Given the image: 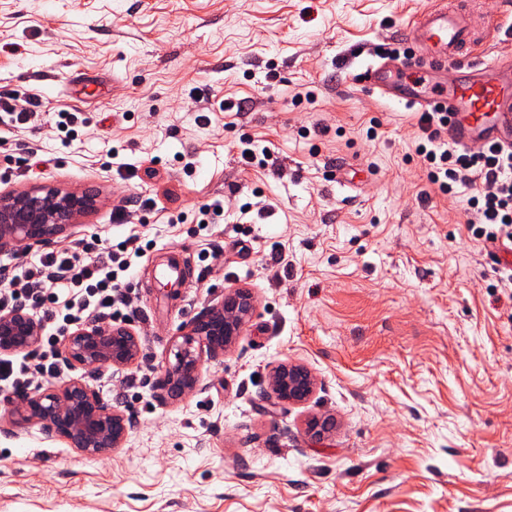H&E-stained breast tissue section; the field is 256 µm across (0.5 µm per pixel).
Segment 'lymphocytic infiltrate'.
<instances>
[{
  "label": "lymphocytic infiltrate",
  "instance_id": "1",
  "mask_svg": "<svg viewBox=\"0 0 512 512\" xmlns=\"http://www.w3.org/2000/svg\"><path fill=\"white\" fill-rule=\"evenodd\" d=\"M447 124V119L433 112L420 113L418 118L416 150L424 160L429 183L448 195L461 187L471 189L473 237L485 243H512V151L494 144L473 151L444 147L442 134ZM138 254L125 241L102 258L81 259L61 251L40 257L22 274L12 276L8 288L0 290V307L50 305L48 318L54 331L44 338L37 360L25 356L1 359L0 381L16 390L32 385L35 378L53 375L55 346L88 315L123 322L121 307L128 294L120 275L130 269Z\"/></svg>",
  "mask_w": 512,
  "mask_h": 512
}]
</instances>
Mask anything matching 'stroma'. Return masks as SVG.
<instances>
[{
  "label": "stroma",
  "mask_w": 512,
  "mask_h": 512,
  "mask_svg": "<svg viewBox=\"0 0 512 512\" xmlns=\"http://www.w3.org/2000/svg\"><path fill=\"white\" fill-rule=\"evenodd\" d=\"M431 2L0 0V99L39 102L28 124L0 122V192L96 197L51 243L1 248L0 269L149 243L130 271L138 364L61 361L53 377L85 378L134 427L89 457L1 393L0 512H512V288L468 229L467 194L431 189L417 112L356 79L406 48ZM482 2L489 60L512 0ZM252 139L274 152L265 167L242 161ZM173 252L179 288L155 277ZM234 289L254 317L169 399L179 328ZM283 362L314 374L308 401L275 398ZM329 415L333 433L307 434Z\"/></svg>",
  "instance_id": "obj_1"
}]
</instances>
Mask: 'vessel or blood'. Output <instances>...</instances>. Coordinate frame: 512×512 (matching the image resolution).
<instances>
[{
    "instance_id": "b4317fda",
    "label": "vessel or blood",
    "mask_w": 512,
    "mask_h": 512,
    "mask_svg": "<svg viewBox=\"0 0 512 512\" xmlns=\"http://www.w3.org/2000/svg\"><path fill=\"white\" fill-rule=\"evenodd\" d=\"M475 25L473 14L445 4L414 15L408 23V38L419 58L462 70L453 88L400 85L398 67L392 63L369 65L367 83L382 97L447 110L448 134L459 147L474 149L494 141L512 150V57L502 55L490 62L475 58Z\"/></svg>"
}]
</instances>
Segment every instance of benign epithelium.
I'll return each instance as SVG.
<instances>
[{
  "label": "benign epithelium",
  "instance_id": "benign-epithelium-1",
  "mask_svg": "<svg viewBox=\"0 0 512 512\" xmlns=\"http://www.w3.org/2000/svg\"><path fill=\"white\" fill-rule=\"evenodd\" d=\"M94 206L90 194L55 188L1 192L0 248L45 245ZM255 311L252 295L235 291L182 326L172 342L174 360L166 361L163 369L168 389L177 395L194 390L205 362L236 343ZM41 333V323L27 310L0 308L1 356L35 349ZM62 352L69 364L99 373L134 366L142 347L138 334L127 325L105 329L89 321L66 337ZM269 385L280 401L297 404L310 398L315 380L307 368L284 362L270 374ZM15 416L40 424L89 456H107L122 447L129 430V417L77 378L25 396Z\"/></svg>",
  "mask_w": 512,
  "mask_h": 512
}]
</instances>
